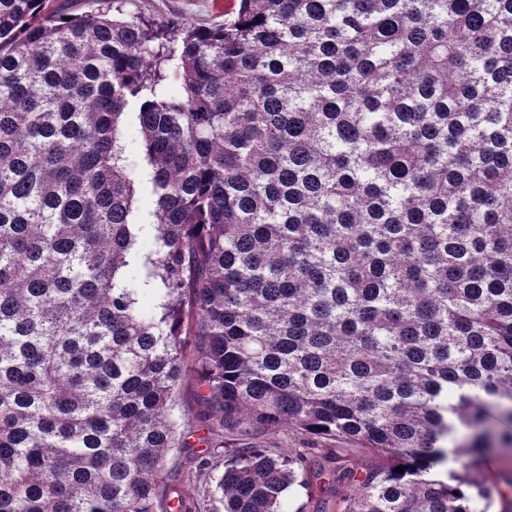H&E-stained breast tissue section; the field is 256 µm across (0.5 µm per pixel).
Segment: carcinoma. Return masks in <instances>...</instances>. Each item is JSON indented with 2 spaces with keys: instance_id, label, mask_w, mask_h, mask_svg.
<instances>
[{
  "instance_id": "cac0c4a2",
  "label": "carcinoma",
  "mask_w": 512,
  "mask_h": 512,
  "mask_svg": "<svg viewBox=\"0 0 512 512\" xmlns=\"http://www.w3.org/2000/svg\"><path fill=\"white\" fill-rule=\"evenodd\" d=\"M81 2L0 0V512H195L164 502L192 427L224 512H307L319 459L352 475L330 443L377 459L333 512H491L512 0H237L212 28ZM124 141L128 167L132 171L136 184L138 185V222L144 225L140 244L144 251H149L154 247L155 226L152 217L154 201L152 196L144 189L143 184H141L144 181L139 166L141 157V136L134 125H125ZM186 376L182 384L180 400H179V413L186 414L192 419V415L195 413L196 405V394L198 392V378L199 369L194 364L192 358L188 359Z\"/></svg>"
}]
</instances>
